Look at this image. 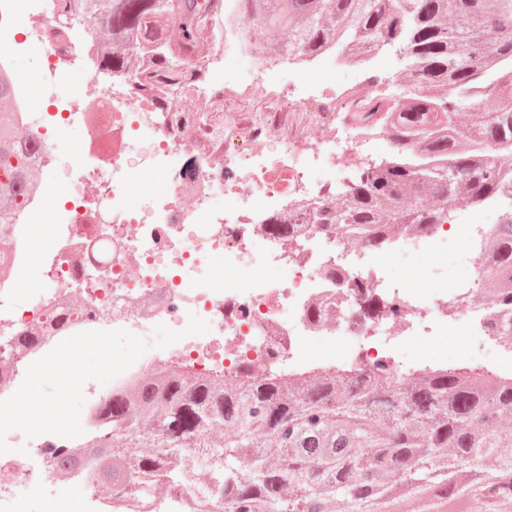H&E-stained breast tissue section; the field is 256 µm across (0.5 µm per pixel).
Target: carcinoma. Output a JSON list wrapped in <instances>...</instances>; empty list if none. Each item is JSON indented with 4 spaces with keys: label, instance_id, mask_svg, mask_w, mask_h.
<instances>
[{
    "label": "carcinoma",
    "instance_id": "1",
    "mask_svg": "<svg viewBox=\"0 0 512 512\" xmlns=\"http://www.w3.org/2000/svg\"><path fill=\"white\" fill-rule=\"evenodd\" d=\"M101 34L102 67L138 66L131 45L159 44L175 28L189 57L202 43L204 0H73ZM242 16L282 35L268 53L314 54L349 45L359 63L392 47L407 76L440 91L384 114L403 156L384 159L344 187L342 202L316 213L374 244L391 224H438L456 199L478 206L512 188V0H238ZM493 40H487L489 32ZM185 61L153 60L154 79H175ZM11 79L0 72V233L34 190L30 139L17 132ZM493 303L512 310V211L490 232L485 258ZM90 457L53 451L58 471L78 468L116 502L155 483L195 489L191 512H389L397 483L438 512L424 474L440 471L454 489L483 495L498 471H512V377L452 367L402 386L379 373L350 371L281 381L219 377L188 381L178 371L100 407ZM195 449L209 479L182 468Z\"/></svg>",
    "mask_w": 512,
    "mask_h": 512
}]
</instances>
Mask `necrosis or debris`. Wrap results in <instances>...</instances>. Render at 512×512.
I'll list each match as a JSON object with an SVG mask.
<instances>
[{
    "label": "necrosis or debris",
    "instance_id": "4bbe7bcc",
    "mask_svg": "<svg viewBox=\"0 0 512 512\" xmlns=\"http://www.w3.org/2000/svg\"><path fill=\"white\" fill-rule=\"evenodd\" d=\"M202 37L214 50L197 67L142 92L143 71L99 73L95 34L84 15L57 11L51 0H0V43L10 48L0 55V70L14 72L33 46L44 50L41 103L32 104L25 83L13 84L18 129L38 144V189L0 240V512H22L44 493L52 495L55 512H69V488L57 481L50 449L85 457L100 401L169 369L194 378L220 374L228 387L246 378L377 369L397 386L420 370L402 358L405 346L444 335L486 336L494 325L480 273L488 232L512 210V192L477 208L449 204L442 224L391 225L377 248L314 220L317 209L339 201L336 173L393 153L386 124L367 115L396 111L405 100L410 83L402 69L287 91L263 120L233 112L214 124L204 113L216 93L254 99L265 89L264 74L323 65L336 51L314 58L263 52L259 26L242 18L238 0L210 9ZM246 54L257 62L242 76L232 62ZM77 70L89 74L90 88L59 94L62 79ZM73 128L82 139L65 172L53 137ZM293 132L312 138L304 155L291 147ZM142 165L166 190L132 206L129 175ZM54 192L63 202L49 234L31 248L33 219ZM295 214L304 219L298 233L271 232L273 220ZM456 246L468 272L446 284L431 272ZM407 255L429 269L413 286L391 267ZM214 262L234 272L220 288L203 272ZM265 267L278 268L280 278L262 277ZM21 281L29 289L18 290ZM31 330L40 331L39 341L18 350L19 335ZM161 332L166 343L148 355L113 358L107 379L78 376L73 421H14L31 372L47 359H74L82 342L98 336L121 345ZM343 336L352 339L343 356L317 364L302 354L307 344ZM21 448L28 456H18Z\"/></svg>",
    "mask_w": 512,
    "mask_h": 512
}]
</instances>
